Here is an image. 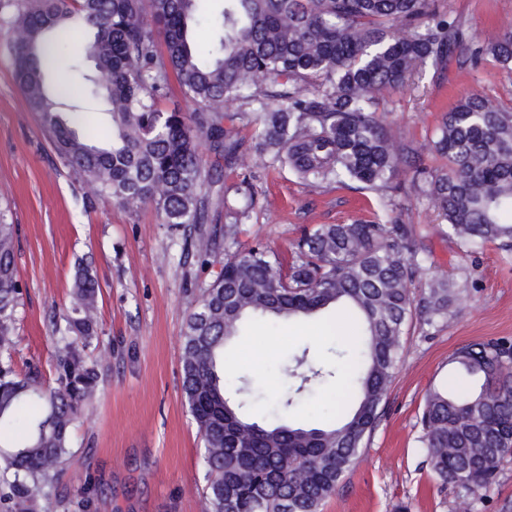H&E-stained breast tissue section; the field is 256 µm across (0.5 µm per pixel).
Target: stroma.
<instances>
[{"mask_svg": "<svg viewBox=\"0 0 512 512\" xmlns=\"http://www.w3.org/2000/svg\"><path fill=\"white\" fill-rule=\"evenodd\" d=\"M462 21L466 41L512 33V0H446ZM12 35L0 28V194L18 226L17 268L22 287L14 324L17 372L38 371L55 384L51 322L69 304L79 266L96 275L99 345L85 357L101 382L72 429L74 460L58 472L40 512H206L203 442L182 397V336L186 320L216 277L227 254L263 244L283 259L303 229L367 218L379 196L356 188L312 187L292 173L265 169L243 150L223 170L222 184L207 191L208 221L199 232L215 236L207 259L183 248L191 231L166 224L151 204L127 209L90 196L82 178L54 151L14 77ZM478 92L512 107V70L492 57L472 66L451 59L425 65L379 104L383 121L403 147L440 166L430 152L444 112ZM251 191L255 203L236 238L225 201ZM402 221L420 235L430 254L426 277L462 285L473 275L477 291L463 289L447 320L428 327L409 323L384 414L369 444L322 512H512V454L481 494L440 489L426 467L420 416L427 391L444 385L453 352L472 341L512 337V252L487 245L475 257L434 232L443 221L411 184L390 192ZM345 325L334 311L308 322H281L275 330L249 322L228 347V371L261 379L268 397L288 380L283 364L308 352L332 366L335 341ZM111 347V355L100 352Z\"/></svg>", "mask_w": 512, "mask_h": 512, "instance_id": "35a3bbf8", "label": "stroma"}]
</instances>
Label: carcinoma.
<instances>
[{"label": "carcinoma", "mask_w": 512, "mask_h": 512, "mask_svg": "<svg viewBox=\"0 0 512 512\" xmlns=\"http://www.w3.org/2000/svg\"><path fill=\"white\" fill-rule=\"evenodd\" d=\"M197 0H0V28L14 34L16 80L58 156L90 192L134 207L150 203L166 224H203L205 174L199 140L230 163L243 151L237 124L253 128L266 167L313 187L393 188L405 166L446 224L439 229L466 253L487 243L512 250V108L478 93L443 118L431 170L405 156L377 112L379 100L427 62L490 55L512 69V35L464 46L459 21L439 0H224L221 18L199 35ZM73 24L94 30L71 68L112 125L105 139L84 133L80 91L52 87L47 74ZM165 51H160L159 43ZM196 104L163 106L171 80ZM238 99L250 112H226ZM254 203L224 204L238 224ZM0 208V503L38 512L60 466L72 456L69 433L99 384L84 349L97 338L99 284L89 268L75 277L62 322L54 323L57 387L13 368V324L21 287L17 225ZM215 239L189 246L209 256ZM429 260L419 236L396 217L321 224L296 243L289 267L266 247L236 251L204 291L182 336V391L202 437L207 512H321L354 467L383 416L404 326L448 317L454 282L411 286ZM335 309L352 326L347 374L293 357L292 384L269 419L252 412L249 381L228 394L224 347L248 321L274 327ZM444 388L428 390L420 417L426 466L441 486L473 494L491 486L512 448V339L457 349ZM331 383L345 404L318 427L289 415L304 392Z\"/></svg>", "instance_id": "carcinoma-1"}]
</instances>
